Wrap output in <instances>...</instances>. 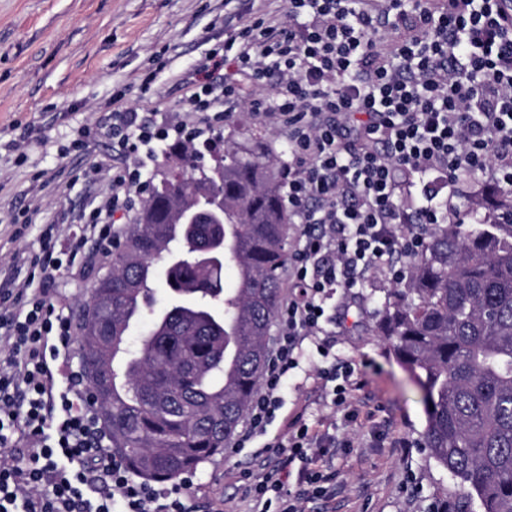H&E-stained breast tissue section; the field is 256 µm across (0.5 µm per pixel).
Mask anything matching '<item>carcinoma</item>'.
<instances>
[{"instance_id": "obj_1", "label": "carcinoma", "mask_w": 512, "mask_h": 512, "mask_svg": "<svg viewBox=\"0 0 512 512\" xmlns=\"http://www.w3.org/2000/svg\"><path fill=\"white\" fill-rule=\"evenodd\" d=\"M285 168L250 130L207 156L170 145L111 269L82 303L86 378L100 416H112V453L138 477L167 482L223 455L260 386L288 261ZM199 199L223 219L177 223ZM511 209L505 194L477 227L432 225L376 312L375 332L422 392L425 448L482 512H512V223L499 217ZM220 245L223 256L197 261ZM160 262L169 298L157 309ZM147 317L152 328L130 345Z\"/></svg>"}]
</instances>
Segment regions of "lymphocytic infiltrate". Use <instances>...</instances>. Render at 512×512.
<instances>
[{
    "label": "lymphocytic infiltrate",
    "mask_w": 512,
    "mask_h": 512,
    "mask_svg": "<svg viewBox=\"0 0 512 512\" xmlns=\"http://www.w3.org/2000/svg\"><path fill=\"white\" fill-rule=\"evenodd\" d=\"M503 2L288 0L287 21L255 19L209 51L186 100L195 121L113 111L110 133L130 162L113 170L111 196L64 251L48 227L39 251L16 254L0 277V512H188L192 475L171 487L140 481L103 448L83 374L66 357L72 321L56 283L110 254L118 217L148 197L145 151L171 138L211 140L244 78L275 84L274 99L255 96L249 108L288 132L283 186L302 229L265 380L232 451L276 450L246 493L259 512H300L320 479L303 463L315 438L297 416L287 435L269 426L304 341L334 322L327 299L383 261L389 279L404 278L405 259L424 245L415 225L446 223L452 202L418 197L417 179L432 176L440 190L512 187V8ZM383 22L394 32L387 41ZM23 269L37 289L18 284Z\"/></svg>",
    "instance_id": "obj_1"
}]
</instances>
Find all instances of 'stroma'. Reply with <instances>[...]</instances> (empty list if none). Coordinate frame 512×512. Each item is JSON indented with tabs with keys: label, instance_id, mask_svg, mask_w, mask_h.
<instances>
[{
	"label": "stroma",
	"instance_id": "obj_1",
	"mask_svg": "<svg viewBox=\"0 0 512 512\" xmlns=\"http://www.w3.org/2000/svg\"><path fill=\"white\" fill-rule=\"evenodd\" d=\"M286 0H0V265L39 248L48 224L59 241L108 197L126 156L105 131L112 102L169 109L186 120V73L229 27L283 14ZM151 86H144L146 75ZM391 288L384 272L340 288L336 324L321 357L305 340L282 391L270 433L301 416L322 447L310 448L329 480L303 512H480L424 446L426 410L411 374L374 332V312ZM355 365L345 405L331 403L318 369ZM262 460L230 452L200 464L191 512H251L244 471Z\"/></svg>",
	"mask_w": 512,
	"mask_h": 512
}]
</instances>
